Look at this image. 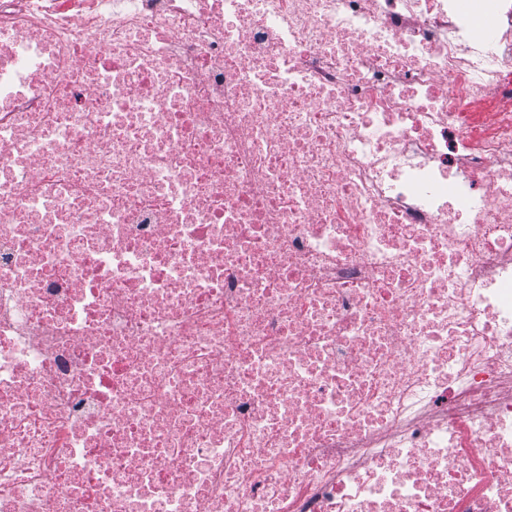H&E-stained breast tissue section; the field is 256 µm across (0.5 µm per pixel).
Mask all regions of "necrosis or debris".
I'll return each mask as SVG.
<instances>
[{
	"mask_svg": "<svg viewBox=\"0 0 512 512\" xmlns=\"http://www.w3.org/2000/svg\"><path fill=\"white\" fill-rule=\"evenodd\" d=\"M0 512H512V0H0Z\"/></svg>",
	"mask_w": 512,
	"mask_h": 512,
	"instance_id": "necrosis-or-debris-1",
	"label": "necrosis or debris"
}]
</instances>
